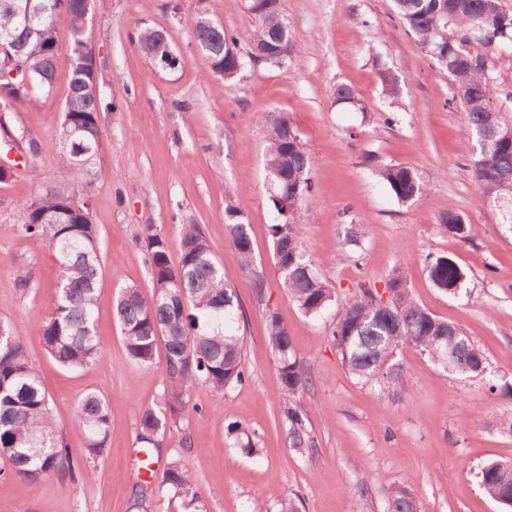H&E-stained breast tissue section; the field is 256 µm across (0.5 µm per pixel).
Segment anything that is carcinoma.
I'll return each instance as SVG.
<instances>
[{
    "label": "carcinoma",
    "instance_id": "cac0c4a2",
    "mask_svg": "<svg viewBox=\"0 0 512 512\" xmlns=\"http://www.w3.org/2000/svg\"><path fill=\"white\" fill-rule=\"evenodd\" d=\"M18 0H0V60L11 42L25 47V72L17 78L0 79V103L15 107L33 103L32 93L52 95L55 57L65 43L71 59L69 86L59 133L57 164L68 183L48 190L38 187L22 204L24 222L19 230L40 242L58 268L57 291L41 340L48 355L61 367L81 369L98 360L104 339L95 321L96 290L101 270L99 231L90 213L69 212L58 224L46 217L64 210L74 197L90 192L99 177L98 168L102 103L88 89L80 64L85 40L88 7L103 0H43L57 17L56 24L27 27L16 13ZM277 0H259L252 10L257 25L251 34L253 60L245 64L286 70L299 57L293 29L282 40ZM397 14L422 52L448 72L453 95L465 112L463 134L469 142L471 170L477 190L498 210L501 223L512 225V138L494 131L512 122V115L496 108L489 96L495 58L512 46V14L498 0H394ZM195 47L208 49L205 59L224 58V44L236 38L204 15L189 20ZM139 49L157 64L172 50L166 32L143 26L137 30ZM30 75L31 85L23 84ZM377 77L383 92L400 93L398 76L380 66ZM334 102L365 112L362 103L351 104V86L334 87ZM265 133L266 166L273 194L271 200L282 222L271 227L273 258L282 287L307 317L317 318L335 304L336 289L318 271L305 240L304 225L296 218L300 204L313 192L311 160L299 131L285 112L258 116ZM375 176L400 204L414 203L427 193L418 170L406 164L373 165ZM288 203V210L280 204ZM439 223L448 236L467 242L472 225L456 209L443 212ZM369 225L351 224L344 245L354 248L368 234ZM225 234L240 255L237 269L229 271L218 262L207 237L196 224L182 229L181 255L174 264L163 234L153 224L142 227L137 241L144 252L152 281V294L136 286L119 292L115 312L129 357L148 367L158 343L166 353L167 379L159 400L143 409L137 422V441L146 451L160 447L161 437L189 422L196 407L190 405L192 390L206 385L224 391L246 378L242 342L233 328L238 308L237 283L262 294L263 274L254 264L249 225L229 206L225 210ZM428 277L435 288L455 294L466 277L449 257L429 258ZM387 303L370 288H359L336 315L331 341L342 366L361 384L381 392L402 388L405 377L398 355L410 347L426 356L444 372L465 379H491L493 371L481 349L460 326L437 318L413 297L404 275L395 268L385 280ZM268 341L276 355L281 391L278 395L282 427L288 446L311 454L317 436L309 426L303 397L311 386L304 358L291 340L288 326L268 315ZM74 420L85 437L86 461L73 459L56 423L49 397L38 371L29 362L24 340L0 321V453L9 457L20 478L37 480L60 474L75 480L84 476L86 462L102 457L112 427V402L88 393L77 403ZM483 492L512 508V462L488 461L477 471ZM158 492L180 501L183 512H200L195 480L182 459L175 457L164 470ZM386 512H421L414 479L406 477L387 494Z\"/></svg>",
    "mask_w": 512,
    "mask_h": 512
}]
</instances>
